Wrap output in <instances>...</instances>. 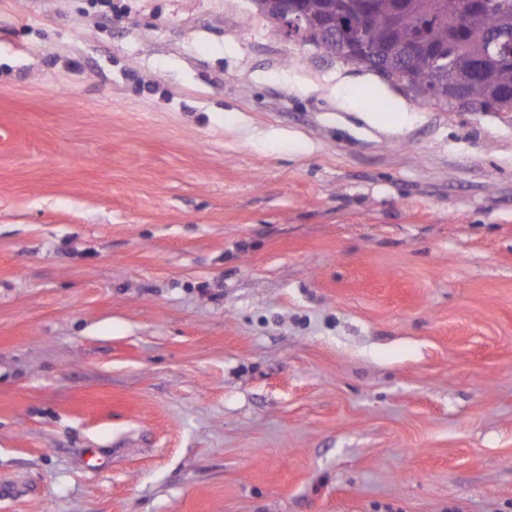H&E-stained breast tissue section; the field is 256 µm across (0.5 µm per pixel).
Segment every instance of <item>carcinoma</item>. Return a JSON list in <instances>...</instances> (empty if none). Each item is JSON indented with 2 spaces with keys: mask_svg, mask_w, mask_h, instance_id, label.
Masks as SVG:
<instances>
[{
  "mask_svg": "<svg viewBox=\"0 0 512 512\" xmlns=\"http://www.w3.org/2000/svg\"><path fill=\"white\" fill-rule=\"evenodd\" d=\"M415 8L432 17L429 27L431 45L448 47L450 27L457 22L466 24L473 31L512 27V0H494L491 7L482 12L468 11V0H413ZM372 10L368 24L362 28V39L375 48L388 42L404 44L415 33L414 17L394 12V0H307V12L319 21H328L340 12L348 17L359 18L366 9ZM483 43L470 38L456 53L454 63L432 78L426 61L421 56H409L404 67L419 82L430 88L453 83L464 76L474 58L483 53ZM512 86V59L507 57L485 65L479 79L472 85V100L468 109L478 112L485 102L499 97L500 91Z\"/></svg>",
  "mask_w": 512,
  "mask_h": 512,
  "instance_id": "obj_1",
  "label": "carcinoma"
}]
</instances>
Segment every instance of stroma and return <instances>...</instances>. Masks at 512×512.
Wrapping results in <instances>:
<instances>
[{
  "label": "stroma",
  "mask_w": 512,
  "mask_h": 512,
  "mask_svg": "<svg viewBox=\"0 0 512 512\" xmlns=\"http://www.w3.org/2000/svg\"><path fill=\"white\" fill-rule=\"evenodd\" d=\"M111 2L0 0V512H512V112Z\"/></svg>",
  "instance_id": "35a3bbf8"
}]
</instances>
